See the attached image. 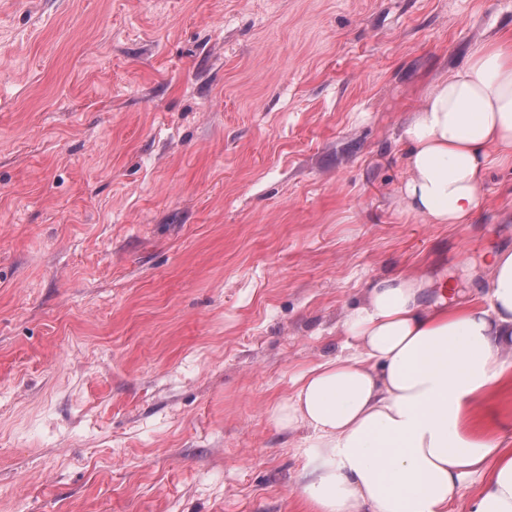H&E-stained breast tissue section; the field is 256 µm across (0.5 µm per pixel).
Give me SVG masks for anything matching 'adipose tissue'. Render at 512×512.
I'll use <instances>...</instances> for the list:
<instances>
[{
  "label": "adipose tissue",
  "instance_id": "obj_1",
  "mask_svg": "<svg viewBox=\"0 0 512 512\" xmlns=\"http://www.w3.org/2000/svg\"><path fill=\"white\" fill-rule=\"evenodd\" d=\"M401 142L408 214L470 223L488 171L512 167V39L475 43L424 93ZM484 262L483 304L424 303L422 273L369 282L341 324L348 354L302 374L274 410L280 428L309 431L310 512H448L482 473L469 512H512V450L472 426L475 404L512 374V251Z\"/></svg>",
  "mask_w": 512,
  "mask_h": 512
}]
</instances>
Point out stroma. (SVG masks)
Instances as JSON below:
<instances>
[{"instance_id":"35a3bbf8","label":"stroma","mask_w":512,"mask_h":512,"mask_svg":"<svg viewBox=\"0 0 512 512\" xmlns=\"http://www.w3.org/2000/svg\"><path fill=\"white\" fill-rule=\"evenodd\" d=\"M512 0H0V512H308L306 429L368 281L483 298L471 223L395 193L402 126ZM476 422L512 449V377Z\"/></svg>"}]
</instances>
